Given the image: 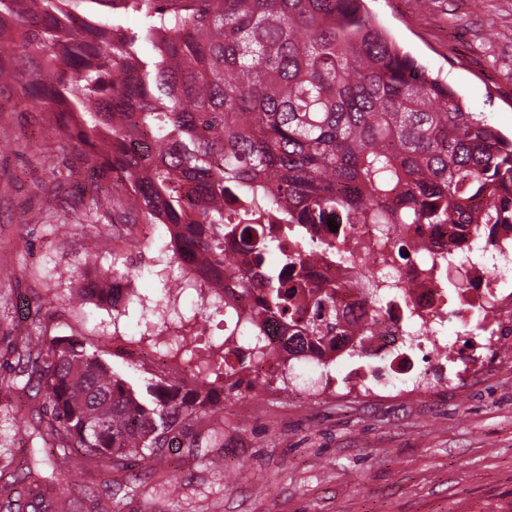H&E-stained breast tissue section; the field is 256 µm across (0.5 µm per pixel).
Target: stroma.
Segmentation results:
<instances>
[{"label":"stroma","instance_id":"obj_1","mask_svg":"<svg viewBox=\"0 0 512 512\" xmlns=\"http://www.w3.org/2000/svg\"><path fill=\"white\" fill-rule=\"evenodd\" d=\"M378 22L468 111L512 137V0H367ZM27 82L0 84V366L7 337L48 330L99 348L133 386L153 374L115 343L123 336L198 332L193 357L224 338L222 311L187 291L158 307L180 270L163 225L138 220L112 232L109 214L79 200L88 171L79 151L49 139ZM132 265L122 311L76 302L80 273ZM225 392L224 430L193 453L172 449L151 471L89 463L56 498L99 502V512H512V349L501 346L458 385L412 397L362 398ZM42 401L0 394V472L37 446L15 430Z\"/></svg>","mask_w":512,"mask_h":512}]
</instances>
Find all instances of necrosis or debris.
I'll list each match as a JSON object with an SVG mask.
<instances>
[{"label":"necrosis or debris","mask_w":512,"mask_h":512,"mask_svg":"<svg viewBox=\"0 0 512 512\" xmlns=\"http://www.w3.org/2000/svg\"><path fill=\"white\" fill-rule=\"evenodd\" d=\"M276 250L296 253L311 239L348 238L356 255L341 258L315 251L301 266L303 286L336 290L348 319L365 335L339 336L321 352L300 355L286 344L288 323L279 315L265 316L262 325L283 368L294 370L331 389L330 365H344L356 349L369 351L375 364L352 368L354 388L385 394L415 393L424 377L415 365V351H426L434 379L453 383L477 366L483 351L500 349L512 332V228L501 227L491 244L458 248L447 226L426 224H304L294 230L274 226ZM405 259H398L397 250ZM455 326V340L444 333Z\"/></svg>","instance_id":"necrosis-or-debris-1"}]
</instances>
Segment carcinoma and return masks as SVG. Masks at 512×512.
Here are the masks:
<instances>
[{
    "mask_svg": "<svg viewBox=\"0 0 512 512\" xmlns=\"http://www.w3.org/2000/svg\"><path fill=\"white\" fill-rule=\"evenodd\" d=\"M86 2L110 11L90 15ZM26 77L51 137L82 145L95 209L179 226L187 260L288 315L296 353L343 332L335 293L312 288L304 308L286 273L256 286L226 240L260 264L275 242L253 225L271 220L446 224L487 243L512 225V139L466 111L364 0H0V83ZM119 262L80 297L115 306L112 282L129 275ZM227 316L218 350L247 336L257 357L274 356L260 317ZM11 353L44 396L28 433L43 446L13 472L31 495L17 512H57L47 492L71 482L57 460L73 451L123 466L203 447L214 385L237 374L203 358L191 382L154 376L142 395L77 338L26 333Z\"/></svg>",
    "mask_w": 512,
    "mask_h": 512,
    "instance_id": "obj_1",
    "label": "carcinoma"
}]
</instances>
